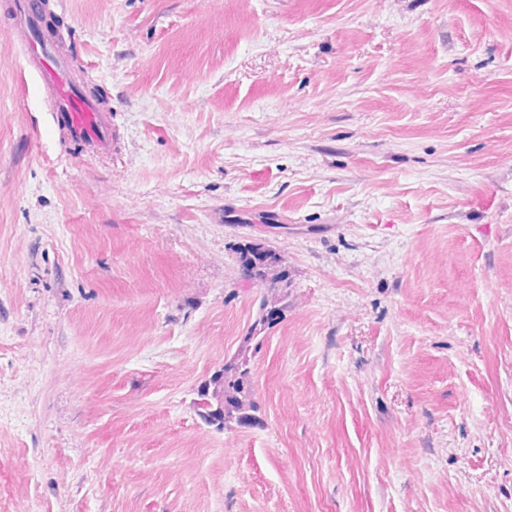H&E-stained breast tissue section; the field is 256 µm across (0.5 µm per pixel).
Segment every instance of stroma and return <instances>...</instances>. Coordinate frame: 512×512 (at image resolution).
Listing matches in <instances>:
<instances>
[{
    "label": "stroma",
    "mask_w": 512,
    "mask_h": 512,
    "mask_svg": "<svg viewBox=\"0 0 512 512\" xmlns=\"http://www.w3.org/2000/svg\"><path fill=\"white\" fill-rule=\"evenodd\" d=\"M47 3L112 149L0 0V512H512V0ZM13 1L15 40L22 48L28 74L48 102L53 125L92 152L110 150L112 114L79 88L60 45L44 35L43 4L38 0ZM277 260L271 252L263 249L258 244L246 248L240 257V262L245 273L252 279L266 283L272 263ZM272 309L277 313L281 312L279 306L267 301L264 297L259 307L258 318L253 323L249 335L244 338L245 349L240 350L236 356L225 362L224 367L213 374L198 390V400L195 402L196 413L205 424L209 426L215 424L210 417L214 414L213 410L222 404L225 410L224 420L240 423L242 426L257 423L258 408L250 388L251 357L246 354V351L254 342L249 351L253 349V353H256L259 350L264 337L259 335L271 325L268 313ZM210 382H218L220 387L217 390H213L212 387L209 392L208 383Z\"/></svg>",
    "instance_id": "1"
}]
</instances>
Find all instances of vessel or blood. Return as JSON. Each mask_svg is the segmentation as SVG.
<instances>
[{"label": "vessel or blood", "mask_w": 512, "mask_h": 512, "mask_svg": "<svg viewBox=\"0 0 512 512\" xmlns=\"http://www.w3.org/2000/svg\"><path fill=\"white\" fill-rule=\"evenodd\" d=\"M41 0H14V35L28 74L46 99L52 123L86 149L100 153L112 147V115L90 99L71 77L67 58L57 41L42 29Z\"/></svg>", "instance_id": "1"}]
</instances>
